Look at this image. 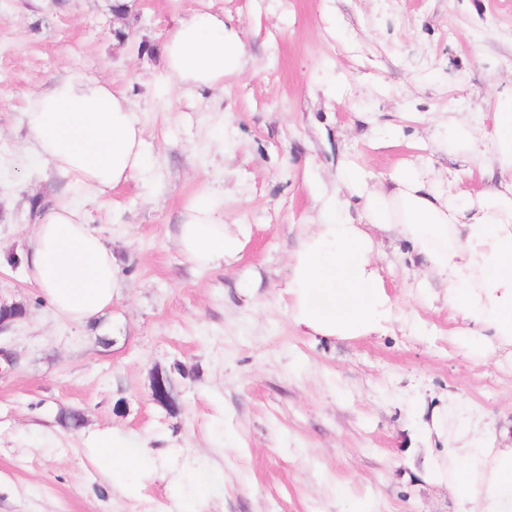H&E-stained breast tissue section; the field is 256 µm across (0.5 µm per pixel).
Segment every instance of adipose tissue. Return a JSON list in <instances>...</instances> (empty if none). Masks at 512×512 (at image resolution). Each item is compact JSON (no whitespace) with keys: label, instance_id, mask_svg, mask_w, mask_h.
I'll list each match as a JSON object with an SVG mask.
<instances>
[{"label":"adipose tissue","instance_id":"adipose-tissue-1","mask_svg":"<svg viewBox=\"0 0 512 512\" xmlns=\"http://www.w3.org/2000/svg\"><path fill=\"white\" fill-rule=\"evenodd\" d=\"M163 55L166 84L191 90L216 87L245 67L237 32L207 10L177 21ZM25 125L35 159L90 198L108 196L151 167L140 112L107 80L76 72L56 78L29 99ZM457 138L473 164L504 173L498 188L467 197L425 162L373 189L346 171L362 218L348 217L337 196L323 200L322 222L304 232L290 262L287 315L295 327L348 339L402 319L377 265V228L407 243L412 262L445 285L444 300L463 323L460 335L492 349L512 346V106L496 113L492 133L461 126ZM247 235V225L229 229L223 196L205 187L183 209L177 246L207 269L235 259ZM23 264L54 313L82 324L98 323L123 286L111 246L91 228L87 211L69 202L40 213ZM445 412L457 430L443 437L447 460L436 474L454 488L455 512H512V444L499 446L496 428L476 408L451 403ZM139 445L131 435L102 434L97 462L112 473H136L151 462Z\"/></svg>","mask_w":512,"mask_h":512}]
</instances>
